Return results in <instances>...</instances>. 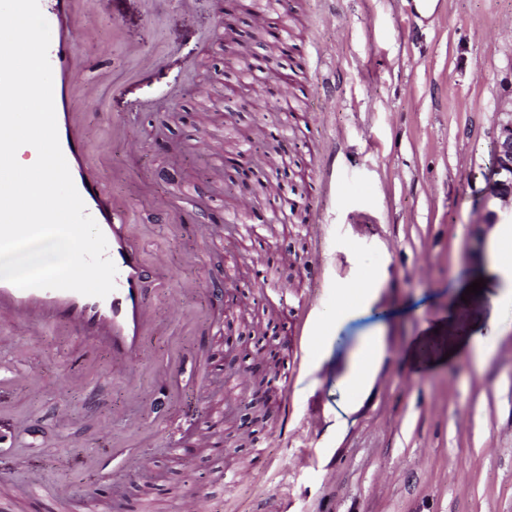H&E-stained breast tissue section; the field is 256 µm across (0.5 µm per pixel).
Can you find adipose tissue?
<instances>
[{
  "label": "adipose tissue",
  "mask_w": 512,
  "mask_h": 512,
  "mask_svg": "<svg viewBox=\"0 0 512 512\" xmlns=\"http://www.w3.org/2000/svg\"><path fill=\"white\" fill-rule=\"evenodd\" d=\"M491 264L488 270L489 305L491 315L486 324L485 334H473L468 341L473 349L477 368L490 365L494 349L491 342L500 334L499 315L507 302L512 299V225L498 224L493 228L489 239ZM382 279L377 274H368L356 291L341 290L336 308V317L330 325L334 331H342L344 326L372 311L378 296Z\"/></svg>",
  "instance_id": "adipose-tissue-1"
}]
</instances>
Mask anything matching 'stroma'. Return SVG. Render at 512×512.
<instances>
[{
    "instance_id": "stroma-1",
    "label": "stroma",
    "mask_w": 512,
    "mask_h": 512,
    "mask_svg": "<svg viewBox=\"0 0 512 512\" xmlns=\"http://www.w3.org/2000/svg\"><path fill=\"white\" fill-rule=\"evenodd\" d=\"M96 38L74 36L77 56L106 53L108 79L79 100L92 142L113 123L142 140L108 155V182L149 257H162L179 306L149 288V356L134 375L109 354L52 325L0 318V512H62L47 492L68 486L77 512H178L198 495L204 512H512V304L490 366L449 345L482 329L483 295L460 300L487 270L486 176L504 111L512 109V0H288L265 29L304 25L289 38L298 120L272 112H212L210 93L236 64L222 53L224 0H94ZM157 66L136 74L134 55ZM252 129L242 165L224 127ZM331 189L322 192V175ZM268 193L254 202L257 181ZM188 210L159 219L152 201ZM267 222L228 235L240 201ZM210 225L207 237L196 227ZM384 275L377 314L326 330L337 283ZM441 322L430 366L400 350ZM381 324L383 352L368 384L343 400L361 335ZM175 365L179 388H156ZM282 374L280 394L261 385ZM267 407V424L256 420ZM196 433L171 446L180 417ZM126 446L111 464L112 439ZM154 462L148 476L135 464ZM252 473L231 487L226 475Z\"/></svg>"
}]
</instances>
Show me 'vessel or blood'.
<instances>
[{
    "label": "vessel or blood",
    "instance_id": "b4317fda",
    "mask_svg": "<svg viewBox=\"0 0 512 512\" xmlns=\"http://www.w3.org/2000/svg\"><path fill=\"white\" fill-rule=\"evenodd\" d=\"M79 2L39 0V5L47 21L63 16L70 29L96 31V10L80 7ZM48 57L59 143L76 189L107 240V255L117 268L115 289L107 297L97 298L69 290L20 289L0 280V316L51 321L67 333L92 339L111 353L114 370L126 373L147 357L145 338L151 315L144 286L151 271L133 240L124 213L108 201L103 178L89 171L87 139L73 110L78 84L96 82L102 75L103 63L76 62L61 39L50 44Z\"/></svg>",
    "mask_w": 512,
    "mask_h": 512
}]
</instances>
